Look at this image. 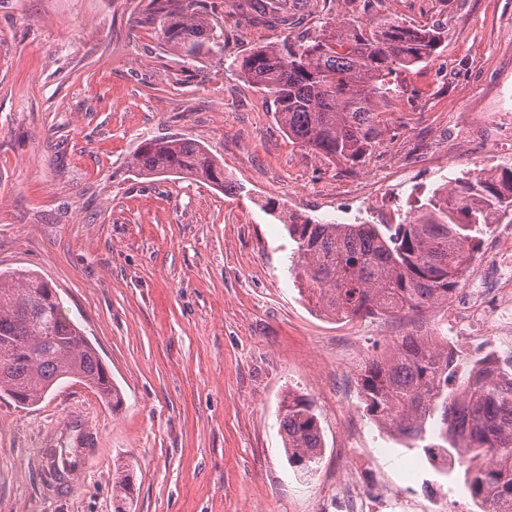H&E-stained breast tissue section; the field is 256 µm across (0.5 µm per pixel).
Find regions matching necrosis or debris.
Instances as JSON below:
<instances>
[{"instance_id":"1","label":"necrosis or debris","mask_w":512,"mask_h":512,"mask_svg":"<svg viewBox=\"0 0 512 512\" xmlns=\"http://www.w3.org/2000/svg\"><path fill=\"white\" fill-rule=\"evenodd\" d=\"M345 224H390L396 216L383 197L365 192L337 202ZM448 346L476 360L486 354H512V225H494L481 244L458 293L448 304ZM385 498L348 478L336 480V512H381Z\"/></svg>"}]
</instances>
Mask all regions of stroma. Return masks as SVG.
I'll list each match as a JSON object with an SVG mask.
<instances>
[{"label":"stroma","mask_w":512,"mask_h":512,"mask_svg":"<svg viewBox=\"0 0 512 512\" xmlns=\"http://www.w3.org/2000/svg\"><path fill=\"white\" fill-rule=\"evenodd\" d=\"M0 0V270L30 269L59 293L122 390L111 408L72 380L35 407L0 399V512H114L112 468L130 463V512H327L337 475L403 486L393 512H429L427 487L475 512L462 469L435 471L365 408L353 367L403 334L389 318L337 322L299 292L296 249L270 214L327 221L364 186L408 210L412 175L484 166L467 112H494L512 70V0ZM201 5L222 49H169L162 9ZM443 25L442 55L402 74L380 143L354 169L289 141L272 99L236 64L252 48L342 21ZM184 136L223 160L233 188L137 175L148 140ZM451 171V172H452ZM310 398L323 430L317 472L289 466L279 402ZM88 416L82 484L48 477ZM355 449H346L348 439Z\"/></svg>","instance_id":"1"}]
</instances>
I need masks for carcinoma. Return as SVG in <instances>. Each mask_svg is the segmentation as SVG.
<instances>
[{
    "mask_svg": "<svg viewBox=\"0 0 512 512\" xmlns=\"http://www.w3.org/2000/svg\"><path fill=\"white\" fill-rule=\"evenodd\" d=\"M163 35L191 60L217 47L207 19L194 12L166 13ZM445 39L440 27L348 20L294 42L253 48L237 68L273 98L275 119L292 143L352 167L377 144L383 107L401 93L399 74L432 62ZM131 166L145 176L176 173L232 188L224 163L184 137L143 143ZM481 203L504 217L512 213V167L457 181L425 199L421 216L401 224H322L292 216L286 224L296 243L291 270L329 317L350 321L388 310L412 324L425 310L448 305L488 231ZM48 288L30 271L0 272V397L35 406L57 384L75 379L119 407L122 394L97 350ZM459 366L415 326L362 364L363 402L407 440L406 448L428 459L435 448L460 457L470 495L486 505L482 512H500L512 504V371L487 363L460 381ZM281 411L288 465L310 478L323 448L313 402L290 391ZM132 495L129 465L116 466L114 512H127Z\"/></svg>",
    "mask_w": 512,
    "mask_h": 512,
    "instance_id": "obj_1",
    "label": "carcinoma"
}]
</instances>
